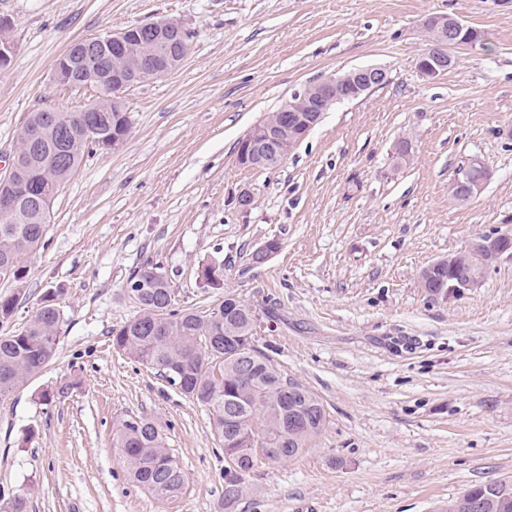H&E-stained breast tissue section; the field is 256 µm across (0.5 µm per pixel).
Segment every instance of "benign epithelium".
Masks as SVG:
<instances>
[{
    "label": "benign epithelium",
    "instance_id": "1",
    "mask_svg": "<svg viewBox=\"0 0 512 512\" xmlns=\"http://www.w3.org/2000/svg\"><path fill=\"white\" fill-rule=\"evenodd\" d=\"M432 33L434 46L431 55L417 59L421 75L434 80L448 71L452 62L451 50L459 47L474 48L482 41L480 32L468 26L462 19L450 15H435L426 20ZM187 31L182 25L169 20H156L128 26L103 35L88 37L69 47L53 67V81L72 89L87 88L82 81L81 67L95 59L104 64L103 75L96 77L97 97L102 104L87 108L89 112H107L105 102L112 95H120L128 87L145 80L164 76L172 71L179 54H187ZM149 46L147 53L130 56L136 45ZM15 51L9 25L0 20V72L9 70ZM387 73L376 66L354 68L336 78H329L297 92L281 107L286 118L279 123L260 122L244 136L247 149L238 155L243 166H253L254 160L272 166L299 143L321 120L324 112L344 100L357 99L385 84ZM485 170L476 159H466L456 168L452 183L456 195L469 199L483 188L485 180L474 177V170ZM20 158L13 153L9 156L5 171L0 173V221L11 223L16 218V200L11 191L12 183L21 175ZM465 255H486L494 260L504 254L512 256V238L483 236L476 239ZM462 268L452 271L455 280L451 288L465 290L475 287L481 275Z\"/></svg>",
    "mask_w": 512,
    "mask_h": 512
}]
</instances>
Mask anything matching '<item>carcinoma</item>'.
Instances as JSON below:
<instances>
[{"mask_svg": "<svg viewBox=\"0 0 512 512\" xmlns=\"http://www.w3.org/2000/svg\"><path fill=\"white\" fill-rule=\"evenodd\" d=\"M55 125L44 129L43 141L33 145L20 133L17 149L26 169L17 183L20 203L15 221L0 222V281L25 283V259L45 246L49 207L37 199L46 191L56 193L77 171L86 155L93 152L83 137L78 112H58ZM118 112H102L95 131V143L112 147V124ZM457 262L451 255L423 277V285L433 296L448 293V265ZM202 287H224V265L208 263L199 269ZM151 287L134 299L138 314L112 330V344L129 357L151 367L178 386L182 393L213 410L211 427L224 454L237 457L238 473L224 475V512H234L238 485L250 478L260 455L252 448H240L224 435V411L238 416V428L246 435L277 434L284 418L301 419L284 445V458L299 455L327 423L320 398L304 385L291 391L288 401H278L284 378L270 358L255 345L253 310L232 292H224L217 309H175L169 282L155 268H145L131 277ZM61 290L47 294L30 321L19 331L0 336V399H4L39 374L54 359L61 313L57 297ZM19 295H0V327L8 324ZM241 342L242 351L224 357V337ZM83 381L73 378L41 394L46 401L66 398L80 391ZM113 444L119 448L128 479L154 498L173 503L183 493L185 480L176 458L165 448L163 427L151 418L128 415L118 420ZM472 491L485 498L484 512H512V485H476ZM0 512H27V497L17 492L0 503Z\"/></svg>", "mask_w": 512, "mask_h": 512, "instance_id": "cac0c4a2", "label": "carcinoma"}]
</instances>
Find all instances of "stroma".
<instances>
[{
	"instance_id": "35a3bbf8",
	"label": "stroma",
	"mask_w": 512,
	"mask_h": 512,
	"mask_svg": "<svg viewBox=\"0 0 512 512\" xmlns=\"http://www.w3.org/2000/svg\"><path fill=\"white\" fill-rule=\"evenodd\" d=\"M437 14L484 41L430 81L416 61ZM0 19L15 43L0 168L28 113L95 100L53 81L72 41L158 19L190 33L178 70L125 91L124 144L90 155L52 200L8 328L61 289L57 352L0 400V495L25 492L27 512H224L210 411L112 344L147 267L178 309L234 291L261 315L258 349L326 408L301 455L258 462L235 512H447L472 486L512 481V257L444 299L421 279L475 237L512 236V0H0ZM370 65L387 83L334 105L278 167L239 165L238 142L294 93ZM471 157L491 177L461 201L449 185ZM273 237L279 252L251 266ZM214 260L223 287H200ZM74 376L80 392L39 400ZM128 415L163 426L185 476L175 503L128 481L113 445Z\"/></svg>"
}]
</instances>
